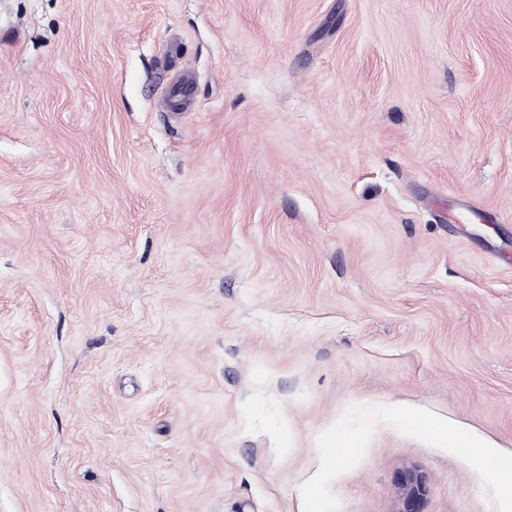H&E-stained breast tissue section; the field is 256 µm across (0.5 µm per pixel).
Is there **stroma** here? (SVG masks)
Masks as SVG:
<instances>
[{"label": "stroma", "mask_w": 512, "mask_h": 512, "mask_svg": "<svg viewBox=\"0 0 512 512\" xmlns=\"http://www.w3.org/2000/svg\"><path fill=\"white\" fill-rule=\"evenodd\" d=\"M462 198L512 225V0H0V512H501L386 411L512 451ZM403 493L401 506L397 512H421V500L424 492L423 477L409 470L402 477Z\"/></svg>", "instance_id": "1"}]
</instances>
